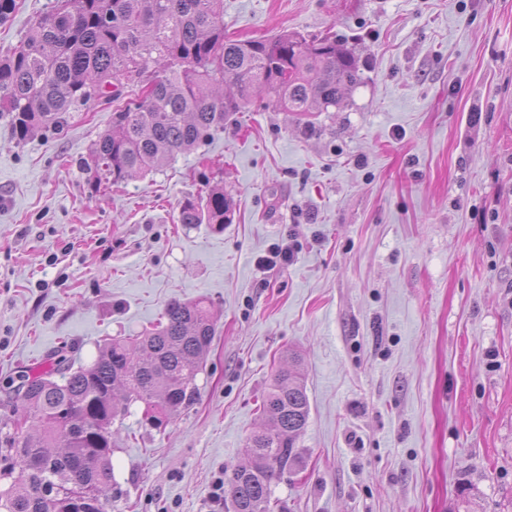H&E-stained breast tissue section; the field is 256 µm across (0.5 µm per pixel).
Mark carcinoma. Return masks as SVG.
Instances as JSON below:
<instances>
[{
    "mask_svg": "<svg viewBox=\"0 0 512 512\" xmlns=\"http://www.w3.org/2000/svg\"><path fill=\"white\" fill-rule=\"evenodd\" d=\"M136 99L112 113V129L90 150L88 186L97 193L162 167L206 140L224 120L265 92L286 112L338 105L357 82L351 52L334 36L307 40L282 32L262 40L224 34V0H54L9 56L0 60V114L12 137L56 126L62 114L123 98L148 66ZM224 187L180 206L181 224L230 223ZM203 300L170 303L164 321L133 338L113 339L95 361L72 370L66 358L13 392L26 430L0 423V512H106L112 493V423L119 406L142 402L161 428L194 403L197 377L215 336ZM262 403L267 426L247 439V464L224 476L232 512H271L272 485L297 469V439L310 404L289 353Z\"/></svg>",
    "mask_w": 512,
    "mask_h": 512,
    "instance_id": "1",
    "label": "carcinoma"
}]
</instances>
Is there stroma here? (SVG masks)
I'll list each match as a JSON object with an SVG mask.
<instances>
[{
    "instance_id": "1",
    "label": "stroma",
    "mask_w": 512,
    "mask_h": 512,
    "mask_svg": "<svg viewBox=\"0 0 512 512\" xmlns=\"http://www.w3.org/2000/svg\"><path fill=\"white\" fill-rule=\"evenodd\" d=\"M54 0H16L9 55ZM237 40L336 36L358 80L296 115L254 97L160 170L90 193L114 105L24 142L0 117V421L55 351L88 366L174 301L217 318L194 404L112 426L107 512H226L289 352L310 403L274 512H512V0H224ZM219 182L231 224L178 221ZM292 263L259 266L276 245Z\"/></svg>"
}]
</instances>
